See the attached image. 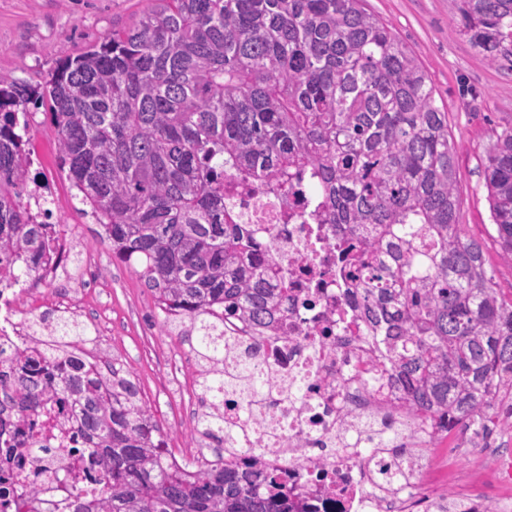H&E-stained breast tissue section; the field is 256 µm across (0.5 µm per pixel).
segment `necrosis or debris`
Segmentation results:
<instances>
[{
  "mask_svg": "<svg viewBox=\"0 0 512 512\" xmlns=\"http://www.w3.org/2000/svg\"><path fill=\"white\" fill-rule=\"evenodd\" d=\"M224 204L288 280L277 322L263 335H252L238 317L226 318L238 339L226 346L225 364H237L243 347H251L253 368L273 389L249 413L237 396L224 398L225 423L245 428L237 438L239 462L277 474L315 512H431L436 498L423 489L429 466L420 445L402 455L404 475L385 484L377 482L375 470L393 450L373 454L355 445L362 415L400 416L403 386L383 363L358 281L341 259L339 234L324 218V197L311 174L295 178L287 193L241 189L236 176H225ZM32 294L31 280L0 281L2 365L21 366L42 347L41 335L20 312ZM4 416L10 427L0 433V445L26 449L30 480L0 498V512H71L66 487L75 473L77 410L31 418L9 409ZM39 444L50 446V454L36 453Z\"/></svg>",
  "mask_w": 512,
  "mask_h": 512,
  "instance_id": "4bbe7bcc",
  "label": "necrosis or debris"
}]
</instances>
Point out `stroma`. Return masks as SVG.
Returning a JSON list of instances; mask_svg holds the SVG:
<instances>
[{
  "mask_svg": "<svg viewBox=\"0 0 512 512\" xmlns=\"http://www.w3.org/2000/svg\"><path fill=\"white\" fill-rule=\"evenodd\" d=\"M389 22L428 71L435 100L448 114L458 170V222L465 239L480 244L501 298L512 302V258L505 255L490 218L484 163L504 128L512 127V57L489 65L463 33L455 0H366ZM152 0H0V73L44 83L60 60L76 56L112 30L135 24ZM31 177L47 183L51 208L67 224V241L78 252L67 262L71 287L46 283L52 305L77 304L81 321L97 330L95 355L116 360L129 372L139 396L160 425L175 455L194 453V414L199 386L187 365L188 346L167 335L163 315L148 288L101 240L97 224L82 212L68 173L59 166L57 135L44 108L28 114ZM500 410L487 443L438 440V460L428 487L438 494L468 488L498 497L496 463L512 461L511 416Z\"/></svg>",
  "mask_w": 512,
  "mask_h": 512,
  "instance_id": "stroma-1",
  "label": "stroma"
}]
</instances>
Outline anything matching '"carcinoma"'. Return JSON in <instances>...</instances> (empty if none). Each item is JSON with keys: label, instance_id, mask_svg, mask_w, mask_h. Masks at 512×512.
<instances>
[{"label": "carcinoma", "instance_id": "1", "mask_svg": "<svg viewBox=\"0 0 512 512\" xmlns=\"http://www.w3.org/2000/svg\"><path fill=\"white\" fill-rule=\"evenodd\" d=\"M131 27L65 58L43 85L0 74V252L42 271L65 225L25 202L31 165L27 104L49 107L61 167L102 228L101 239L153 292L167 332L189 344L211 396L197 418L192 462L171 465L160 426L135 383L86 359L89 327L44 312L38 358L0 383L37 415L46 393L79 409L80 456L100 473L72 512H293L268 475L209 459L224 447V395L263 398L266 381L216 365L224 312L270 328L287 289L277 265L224 207V172L272 189L312 166L328 219L355 260L362 300L386 333L391 377L406 384L403 417L365 433L395 448L432 417L476 440L512 394V303L500 300L483 251L457 224L448 113L391 26L364 0H153ZM464 33L489 62L512 55V0H458ZM490 217L512 256V127L487 155Z\"/></svg>", "mask_w": 512, "mask_h": 512}]
</instances>
